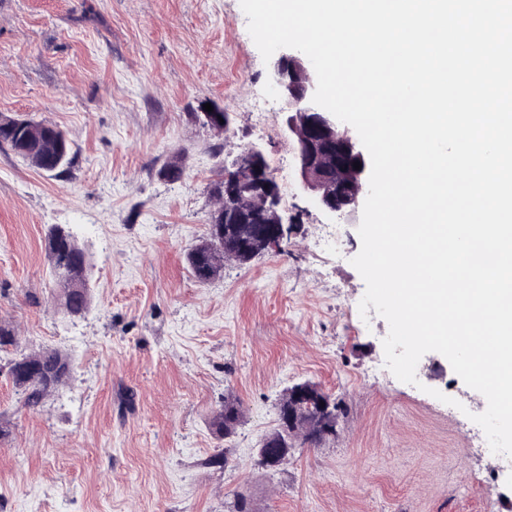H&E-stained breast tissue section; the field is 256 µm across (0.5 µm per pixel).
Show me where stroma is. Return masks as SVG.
Segmentation results:
<instances>
[{
	"mask_svg": "<svg viewBox=\"0 0 512 512\" xmlns=\"http://www.w3.org/2000/svg\"><path fill=\"white\" fill-rule=\"evenodd\" d=\"M240 0H0V114L72 144L42 172L0 145V321L24 352L56 348L71 379L24 408L0 371V512H512V467L471 421L485 397L439 353L418 382L386 367L389 326L359 303L361 212L330 217L299 188L294 144ZM235 113L224 136L204 104ZM260 146L293 231L280 249L197 281L186 256L208 232L225 160ZM180 158L184 178L159 174ZM68 229L88 260L91 307L65 315L45 247ZM311 382L346 408L334 439L254 463L277 402ZM450 393L454 405L432 390ZM244 420H209L227 394ZM228 457L224 468L210 456ZM243 410L238 398L227 395L224 397V404L211 417L210 426L214 433L225 438V432L234 433L241 425Z\"/></svg>",
	"mask_w": 512,
	"mask_h": 512,
	"instance_id": "stroma-1",
	"label": "stroma"
}]
</instances>
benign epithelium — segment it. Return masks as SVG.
<instances>
[{
	"mask_svg": "<svg viewBox=\"0 0 512 512\" xmlns=\"http://www.w3.org/2000/svg\"><path fill=\"white\" fill-rule=\"evenodd\" d=\"M269 81L283 102L282 124L296 145V163L304 192L324 211L341 217L357 208L369 191L370 157L360 138L345 123L313 103L315 79L300 57L287 49L274 54ZM361 164L355 169L353 163ZM279 187L265 152L245 147L224 174V210L242 207L244 217L257 224H274L278 246L291 233L278 212Z\"/></svg>",
	"mask_w": 512,
	"mask_h": 512,
	"instance_id": "benign-epithelium-1",
	"label": "benign epithelium"
}]
</instances>
